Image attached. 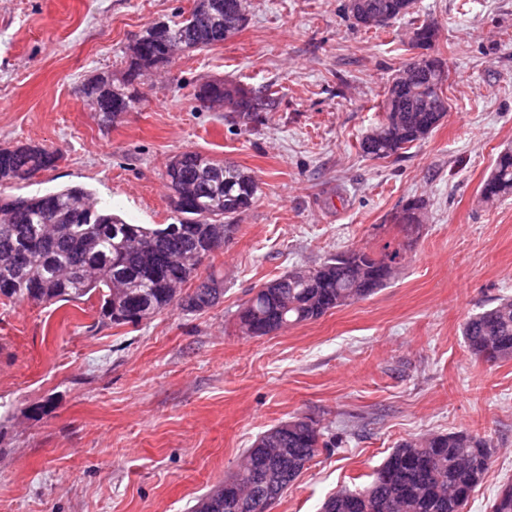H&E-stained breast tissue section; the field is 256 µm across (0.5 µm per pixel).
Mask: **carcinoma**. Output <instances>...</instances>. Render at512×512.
Segmentation results:
<instances>
[{"label":"carcinoma","mask_w":512,"mask_h":512,"mask_svg":"<svg viewBox=\"0 0 512 512\" xmlns=\"http://www.w3.org/2000/svg\"><path fill=\"white\" fill-rule=\"evenodd\" d=\"M348 14H384L395 22L411 13L414 0H354ZM246 0H193L188 16L161 31L146 27L140 35L144 55L172 61L175 53L214 46L232 36L245 22ZM421 48H434L437 29L422 22L410 29ZM141 73L128 64L121 78L102 73L83 85L91 109L107 126L124 112L138 108L136 89ZM448 68L439 57L423 54L408 62L392 80L379 105L378 125L360 141L364 156L388 159L423 141L448 112L445 86ZM267 85L258 91L221 80L200 85L195 98L222 102L230 112L255 119L274 100ZM58 150L38 145L0 146V187L31 179L54 167ZM179 168L166 171L170 188L178 190L175 224H130L99 204L80 185L44 195L0 194V297L18 302L54 304L80 302L99 295L98 322L138 325L177 306L196 311L221 294L210 275L193 292L179 288L197 276L201 259L196 250L211 240L224 242V220L249 209L257 199V181L234 165L199 153L177 156ZM512 193V150L499 153L480 187L486 203ZM426 207L421 198L406 202L394 216L396 224H418ZM403 260L395 249L375 256L365 249L340 252L314 268H296L279 277L281 287L259 291L238 314L239 327L248 322L278 331L319 319L332 309L366 298L385 286ZM463 337L474 357L496 344L512 349V298L471 316ZM279 443L244 450L228 476L237 495L227 497L220 483L202 497L192 512H248L247 504L267 490L263 466L276 458L293 485L319 448L320 429L295 417ZM490 442L464 431L433 434L400 443L383 462L397 469L392 482L376 470L372 481L345 489L324 502L322 512H463L471 493L482 482L491 460L475 452ZM413 448L424 457L422 472L398 461L400 451ZM489 512H512V489L500 487Z\"/></svg>","instance_id":"carcinoma-1"}]
</instances>
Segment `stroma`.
<instances>
[{
  "instance_id": "stroma-1",
  "label": "stroma",
  "mask_w": 512,
  "mask_h": 512,
  "mask_svg": "<svg viewBox=\"0 0 512 512\" xmlns=\"http://www.w3.org/2000/svg\"><path fill=\"white\" fill-rule=\"evenodd\" d=\"M346 0H247L224 44L185 51L138 86V110L102 125L81 86L121 75L148 25L193 0H0V145L60 150L56 168L12 185L93 190L131 224H170V159L197 152L250 173L258 199L207 257L224 294L200 311L133 327L97 322V297L0 300V512H187L263 432L293 416L327 442L274 512H321L367 485L398 443L466 431L492 465L465 512H488L512 480V360L471 357L466 319L512 295V194L479 191L512 149V0H416L412 17L355 26ZM438 29L448 113L386 160L358 152L378 104L415 57L411 23ZM224 79L274 85L247 119L196 101ZM428 203L416 231L393 223ZM404 258L375 294L250 337L237 313L264 283L351 248Z\"/></svg>"
}]
</instances>
